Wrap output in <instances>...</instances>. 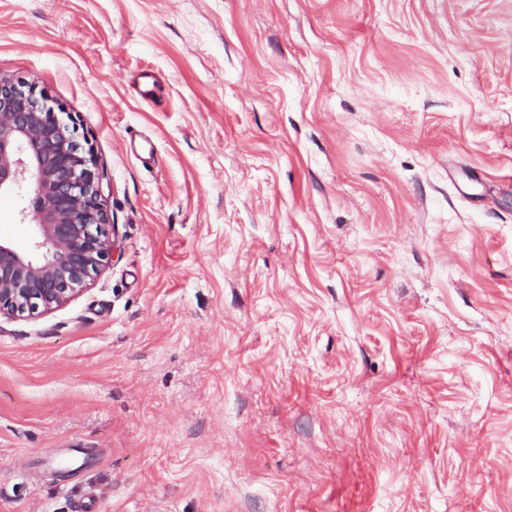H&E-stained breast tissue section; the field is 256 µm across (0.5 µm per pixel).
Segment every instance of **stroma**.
<instances>
[{
    "mask_svg": "<svg viewBox=\"0 0 512 512\" xmlns=\"http://www.w3.org/2000/svg\"><path fill=\"white\" fill-rule=\"evenodd\" d=\"M0 76L119 243L0 317V512H512V0H0Z\"/></svg>",
    "mask_w": 512,
    "mask_h": 512,
    "instance_id": "35a3bbf8",
    "label": "stroma"
}]
</instances>
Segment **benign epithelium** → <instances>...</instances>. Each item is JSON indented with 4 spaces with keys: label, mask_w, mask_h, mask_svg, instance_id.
I'll return each instance as SVG.
<instances>
[{
    "label": "benign epithelium",
    "mask_w": 512,
    "mask_h": 512,
    "mask_svg": "<svg viewBox=\"0 0 512 512\" xmlns=\"http://www.w3.org/2000/svg\"><path fill=\"white\" fill-rule=\"evenodd\" d=\"M102 178L64 117L22 81L0 77V197L32 226L29 247L0 237V315L47 313L99 274L117 248Z\"/></svg>",
    "instance_id": "7a95c632"
}]
</instances>
